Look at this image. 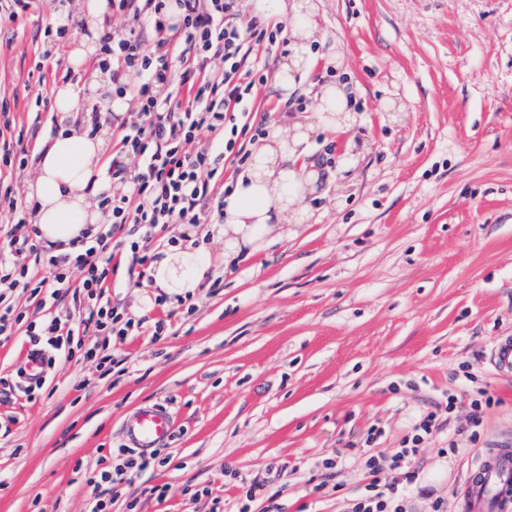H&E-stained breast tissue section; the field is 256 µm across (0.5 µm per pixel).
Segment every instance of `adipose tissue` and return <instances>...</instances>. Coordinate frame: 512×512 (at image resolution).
<instances>
[{"mask_svg":"<svg viewBox=\"0 0 512 512\" xmlns=\"http://www.w3.org/2000/svg\"><path fill=\"white\" fill-rule=\"evenodd\" d=\"M254 17L287 22L295 39L290 54L276 65L275 87L281 97L296 89L295 75L311 68L314 59L308 42L316 28L305 0H249ZM57 111L77 116V123L42 142L37 150L36 172L29 184L36 205L39 240L56 254L71 252L72 244L102 220L93 200L106 185L102 173L110 148L107 138L91 129L84 116L85 100L67 84L53 88ZM308 128L287 123L271 124L250 164L237 177L233 191L224 198V223L220 231L227 252L240 246L266 247L271 234L288 213L304 217L301 206L318 171L309 169ZM210 264L202 250L173 254L157 252L151 266L155 287L179 295L198 288Z\"/></svg>","mask_w":512,"mask_h":512,"instance_id":"obj_1","label":"adipose tissue"}]
</instances>
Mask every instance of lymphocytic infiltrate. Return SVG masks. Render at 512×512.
<instances>
[{"instance_id": "f902f5d3", "label": "lymphocytic infiltrate", "mask_w": 512, "mask_h": 512, "mask_svg": "<svg viewBox=\"0 0 512 512\" xmlns=\"http://www.w3.org/2000/svg\"><path fill=\"white\" fill-rule=\"evenodd\" d=\"M125 14V32H105L99 51L112 63V91H134L136 106L118 124L108 173L112 191L100 195L109 224L74 242L70 253L42 252L31 228L33 211L12 188L0 193L6 222L0 227V340L25 330L34 345L49 353L48 364L72 358L75 351L97 358L108 368L112 358L99 355L100 336H133L141 321L124 317L104 302L112 239L122 234L132 265L148 271L152 241L170 224L197 227L224 221L223 202L213 201L225 164L243 163L248 141L264 136L250 119L262 62L281 45L280 29L244 18L239 0H107ZM153 29L157 47L144 49L138 30ZM42 252L46 278L25 265L26 252ZM83 273L86 317L77 325L60 317L39 324L18 311L20 295L37 298L45 282L64 287L72 268ZM93 327L96 338L85 341L81 325ZM124 463L104 467L89 482L98 493L90 512H107L102 487L118 483L125 470L163 465L159 450L129 453L117 448ZM370 477L351 512H403L395 488L380 483L381 468L368 459Z\"/></svg>"}]
</instances>
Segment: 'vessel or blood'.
Masks as SVG:
<instances>
[{"label":"vessel or blood","instance_id":"vessel-or-blood-1","mask_svg":"<svg viewBox=\"0 0 512 512\" xmlns=\"http://www.w3.org/2000/svg\"><path fill=\"white\" fill-rule=\"evenodd\" d=\"M47 354L28 349L18 366L23 381L41 382L46 375ZM492 363L500 375H512V337L501 338L492 352ZM174 429L172 413L161 405H147L126 415L122 429L125 447L148 451L161 447ZM512 501V448L487 449L464 482L465 512H502Z\"/></svg>","mask_w":512,"mask_h":512}]
</instances>
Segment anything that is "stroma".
Wrapping results in <instances>:
<instances>
[{"label": "stroma", "mask_w": 512, "mask_h": 512, "mask_svg": "<svg viewBox=\"0 0 512 512\" xmlns=\"http://www.w3.org/2000/svg\"><path fill=\"white\" fill-rule=\"evenodd\" d=\"M312 2L313 50L336 67L310 81L345 83L353 114L309 140L308 221L233 258L197 228L212 264L191 315L114 256L106 298L170 330L107 341L123 372L63 359L33 400L0 392V512H88L124 415L157 403L175 415L169 461L128 475L108 512H346L365 459L389 457L430 413L441 428L405 507L462 512L484 450L512 445V380L489 363L512 336V0ZM56 20L54 0L0 13V102L27 141L49 136L35 98L69 65L64 49L41 57ZM81 278L19 306L84 319Z\"/></svg>", "instance_id": "1"}]
</instances>
